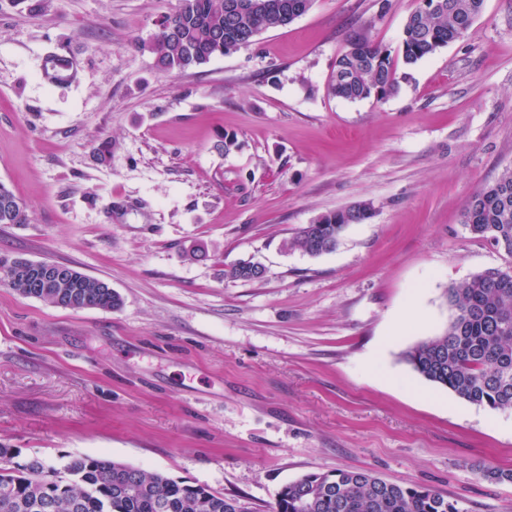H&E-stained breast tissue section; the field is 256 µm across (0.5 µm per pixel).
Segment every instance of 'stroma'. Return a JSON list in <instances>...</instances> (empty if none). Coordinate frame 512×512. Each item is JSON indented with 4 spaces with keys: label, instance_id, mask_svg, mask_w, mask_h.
<instances>
[{
    "label": "stroma",
    "instance_id": "1",
    "mask_svg": "<svg viewBox=\"0 0 512 512\" xmlns=\"http://www.w3.org/2000/svg\"><path fill=\"white\" fill-rule=\"evenodd\" d=\"M419 4L313 0L164 73L150 44L182 0H0V182L31 217L0 224V258L72 267L122 300L73 310L0 283V446L16 462L105 457L250 512L303 475L368 470L512 512V482L474 471L512 470V412L405 359L446 330L448 286L512 264L462 223L512 168V0L398 64L392 94L330 91L351 31L397 52ZM49 53L76 78L46 82ZM361 203L370 218L333 252L286 249ZM241 260L264 278H225Z\"/></svg>",
    "mask_w": 512,
    "mask_h": 512
}]
</instances>
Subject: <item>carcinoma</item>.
<instances>
[{"mask_svg": "<svg viewBox=\"0 0 512 512\" xmlns=\"http://www.w3.org/2000/svg\"><path fill=\"white\" fill-rule=\"evenodd\" d=\"M267 10L228 12V0H184L165 17L154 37L156 67L184 72L212 57L243 48L261 33L302 16L312 0H263ZM484 0H421L405 23L400 53L413 65L449 43L467 37ZM348 48L336 60L333 94L347 101L383 98L396 86L394 59L360 31L347 37ZM470 233L512 257V168L476 191L462 213ZM360 208L320 216L289 242L310 256L333 251L350 224H360ZM30 223L27 208L0 183V224ZM501 268L485 269L448 287L451 311L446 330L406 352L425 379L479 406L512 411V277ZM65 288H36L16 274L0 280L24 297L58 305L57 293L78 292L83 304L103 310L119 306V296L79 271ZM9 448H0V512H245L234 498L201 485H184L161 473H149L104 457L73 456L61 466L35 457L11 464ZM273 512H468L462 502L425 486L385 481L367 470L312 473L285 485Z\"/></svg>", "mask_w": 512, "mask_h": 512, "instance_id": "obj_1", "label": "carcinoma"}]
</instances>
